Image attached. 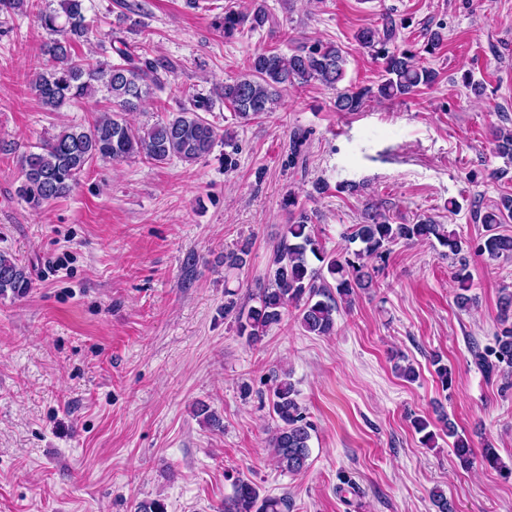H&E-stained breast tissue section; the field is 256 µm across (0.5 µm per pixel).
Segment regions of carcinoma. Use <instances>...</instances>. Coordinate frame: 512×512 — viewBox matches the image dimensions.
Returning a JSON list of instances; mask_svg holds the SVG:
<instances>
[{
	"instance_id": "cac0c4a2",
	"label": "carcinoma",
	"mask_w": 512,
	"mask_h": 512,
	"mask_svg": "<svg viewBox=\"0 0 512 512\" xmlns=\"http://www.w3.org/2000/svg\"><path fill=\"white\" fill-rule=\"evenodd\" d=\"M85 11V0H58V8L39 14L42 27L50 34L43 45L50 66L35 74L34 89L48 112H57L100 88L112 97L115 110L101 115L88 128L59 130L38 146V151L22 157L25 181L20 193L35 208L69 195L81 174L96 161L119 163L139 156L156 164L173 158L191 164L209 155L222 136L228 147L224 166L230 168L235 165L231 134H219L218 128L202 116L213 110L214 100L227 103L235 118L247 123L274 111L280 92L289 86L319 82L334 88L345 77L346 58L332 43L305 44L290 55L260 51L250 59L248 73L224 82L214 95L193 96L188 105L165 120L135 128L124 115L140 111L145 99L162 90L164 82L156 65L144 56L145 47L140 41L119 40V63L98 60L93 64L76 54L74 45L88 34ZM269 19L261 4L246 11L230 6L224 9L220 28L224 36L233 37L245 29L261 30ZM398 33L399 24L388 13L381 15L377 25L358 33L360 46L382 61L381 81L375 89L365 86L338 93L336 111L358 112L371 97L398 99L435 82L437 73L418 61L419 52L397 44ZM494 143L499 156L512 160L511 130L496 129ZM283 206L291 215V223L273 249L267 282L259 288L256 305L246 308L233 299L234 292H225L228 299L224 314H235L236 333L250 344L280 324L291 308L304 331L316 336L333 334L340 306H351L357 291L373 286V277L365 271L366 260L385 259L396 243L435 241L446 249L444 255L454 257L463 251L461 238L432 216L419 217L411 224H394L386 213L370 206L364 212V221L353 225L347 236L357 248L342 254L328 253L315 234L312 217L299 205L294 192L283 199ZM481 221L486 235L474 245V251L490 260L512 257V235L498 232L500 225L512 222V195L501 196L485 210ZM249 254L250 243L246 242L224 255V266L240 269ZM310 256L321 266L311 267ZM457 281L455 302L465 309L472 298L467 295L470 274L464 264ZM31 284L28 268L0 252V296H20ZM499 308L494 346L474 355L485 372L512 374V292L502 293ZM290 377L291 373L282 369L272 374L270 404L277 425L271 430L268 445L278 466L297 474L308 467L315 426L299 403ZM442 424L443 431L455 437L453 452L461 462L470 465L478 461L512 476V468L502 462L495 448L487 446L477 454L467 439L455 433L448 419H442ZM233 487V495L224 501V512H290L291 502L286 495L263 496L251 480L242 476L235 478Z\"/></svg>"
}]
</instances>
